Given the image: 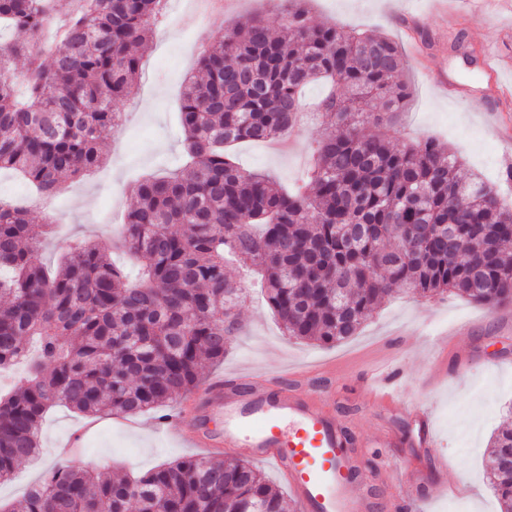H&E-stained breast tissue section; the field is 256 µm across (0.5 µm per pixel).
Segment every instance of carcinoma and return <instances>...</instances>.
I'll use <instances>...</instances> for the list:
<instances>
[{"label": "carcinoma", "mask_w": 512, "mask_h": 512, "mask_svg": "<svg viewBox=\"0 0 512 512\" xmlns=\"http://www.w3.org/2000/svg\"><path fill=\"white\" fill-rule=\"evenodd\" d=\"M50 47L39 37L55 0H0V28L30 36L0 44V169L40 191L80 177L119 130L115 104L134 93L163 0H72ZM283 33L260 17L202 46L179 120L187 160L132 193L122 245L135 274L81 240L53 271L38 262L45 225L0 201V368L40 355L0 397V484L40 448L47 408L85 416L159 409L200 383L238 330L242 291L226 266L261 272L285 332L324 345L358 334L393 286L512 303V207L483 181L464 182L448 145L398 147L389 137L411 93L401 46L376 32L318 23L308 0H287ZM50 55V63L42 54ZM25 55V93L10 71ZM324 82L325 134L303 191L247 172L226 147L277 141L298 118L303 90ZM229 317V325L217 314ZM489 482L512 512V428L489 444ZM292 512L248 461L183 458L133 480L69 465L47 468L10 512Z\"/></svg>", "instance_id": "cac0c4a2"}]
</instances>
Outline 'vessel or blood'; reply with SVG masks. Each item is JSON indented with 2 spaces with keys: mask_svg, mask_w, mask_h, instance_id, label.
<instances>
[{
  "mask_svg": "<svg viewBox=\"0 0 512 512\" xmlns=\"http://www.w3.org/2000/svg\"><path fill=\"white\" fill-rule=\"evenodd\" d=\"M279 389L245 373L213 379L187 396L170 429L197 448H237L280 471L300 512H367L355 491L354 436L323 403L311 370L279 376ZM362 390L383 411L397 387L392 371H376ZM222 427H214V419Z\"/></svg>",
  "mask_w": 512,
  "mask_h": 512,
  "instance_id": "vessel-or-blood-1",
  "label": "vessel or blood"
}]
</instances>
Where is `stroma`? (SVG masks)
<instances>
[{
    "label": "stroma",
    "mask_w": 512,
    "mask_h": 512,
    "mask_svg": "<svg viewBox=\"0 0 512 512\" xmlns=\"http://www.w3.org/2000/svg\"><path fill=\"white\" fill-rule=\"evenodd\" d=\"M413 2L420 12L413 26L426 42L421 51L411 44L402 18L391 15L383 0H310V5L316 21L347 30L372 28L401 44L412 95L393 133L395 145L424 139L447 143L462 159L464 180L482 175L512 204V183L504 177L507 162L497 139L501 133L512 136V102L496 100L482 65H467L448 50L449 42L460 35L477 53L492 50L512 57V12L489 5L478 14L457 15L448 27L440 17L428 14L427 0ZM223 34L222 25L200 22L191 0H174L152 43L141 49L144 65L136 93L117 105L125 131L101 144L106 160L100 167L86 177L62 179L50 195L37 193L12 171H0V200L27 207L36 224L41 208L50 212L53 226L40 251L43 263L56 265L72 244L90 239L110 247L116 264H127V255L117 245L134 203L131 186L145 175L163 174L180 164L184 135L178 103L183 85L195 71L200 47ZM430 69L464 84L457 102L444 100L428 83L425 73ZM147 99L152 102L148 110L142 106ZM489 109L501 114L499 132H492L480 118ZM323 134L320 122H305L281 148L245 141L234 153L243 169L272 172L283 187L292 189L300 185L311 150ZM245 285L235 309L240 329L223 363L206 366L202 379L234 370L270 374L290 363L341 367L345 391L326 407L355 437L368 438L367 447L356 449V458H374L377 466L392 471L388 478H366L373 496L369 512H386L385 503L401 497V485L409 476L420 483V498L411 512H500L488 482L486 448L498 427H512V304L490 309L455 295L423 299L401 289L377 308L357 336L322 346L286 336L258 281L249 278ZM458 322L470 323L467 335L437 350L425 346L426 337ZM400 354L406 360L394 375L398 401L430 410L434 447H416L415 429L403 409L371 418L363 410L364 399L351 393L361 374ZM158 416L151 410L90 422L67 407L50 408L42 421L39 459L22 462L11 480L0 484V503L21 500L55 463L106 467L120 477L142 475L192 456L191 448L155 428ZM86 422L91 428L84 445L73 451L70 433Z\"/></svg>",
    "instance_id": "stroma-1"
}]
</instances>
